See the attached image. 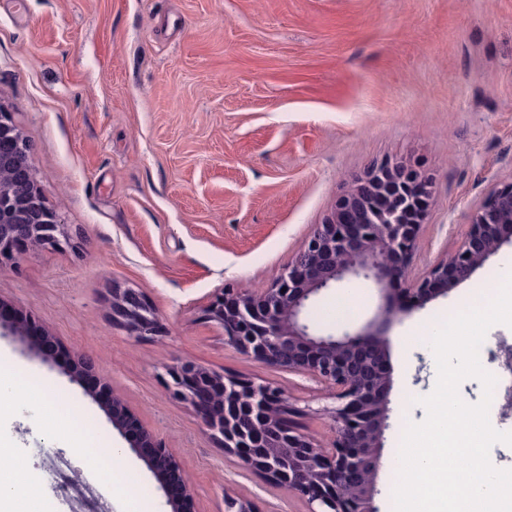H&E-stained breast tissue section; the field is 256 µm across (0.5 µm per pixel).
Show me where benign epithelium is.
<instances>
[{"label": "benign epithelium", "instance_id": "obj_1", "mask_svg": "<svg viewBox=\"0 0 512 512\" xmlns=\"http://www.w3.org/2000/svg\"><path fill=\"white\" fill-rule=\"evenodd\" d=\"M430 178L405 163L368 170L337 202L332 216L313 234L273 284L253 291L223 288L205 316L224 328V344L253 360L307 374L332 389L336 406L324 408L334 422L325 445L299 431L300 410L269 384L211 371L192 361L170 368L169 388L179 400L200 405L205 388L221 390L220 404L204 413L206 437L223 444L234 459L272 485L304 499L308 512H376L373 482L390 376L383 354L387 324L407 313L400 293L427 298L468 279L506 238L512 239V181L496 186L473 212L465 244L427 274L411 264L421 222L431 206ZM74 233L46 207L34 185L29 145L12 115L0 107V265L20 247L57 248ZM364 276L389 286L381 324L335 336L311 333L301 315L332 283ZM112 322L135 339L162 333L156 314L135 288L112 289ZM112 425L128 449L143 458L167 495L172 512L190 485L172 480L175 464L168 448L136 426L117 397L109 402ZM225 512H257L247 498L228 497Z\"/></svg>", "mask_w": 512, "mask_h": 512}]
</instances>
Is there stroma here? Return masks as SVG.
Instances as JSON below:
<instances>
[{
  "label": "stroma",
  "instance_id": "obj_1",
  "mask_svg": "<svg viewBox=\"0 0 512 512\" xmlns=\"http://www.w3.org/2000/svg\"><path fill=\"white\" fill-rule=\"evenodd\" d=\"M0 108L31 147L47 205L78 230L75 247H28L0 270V308L32 331L0 336V451L36 492V512H71L55 456L103 512H171L139 456L127 452L114 475L91 459L126 446L103 388L172 452L191 485L185 512H224L228 495L258 512H307L225 458L202 411L167 391V371L191 360L272 384L301 407L297 427L332 438L324 386L225 346L203 310L218 289L271 284L373 164L432 178L414 273L462 245L475 209L512 181V0H0ZM510 270L508 241L390 327L379 512H394L402 434L425 419L419 400L436 384L432 333L484 305ZM115 286L145 294L161 337L113 326ZM381 303L375 284L353 279L305 319L355 330ZM38 336L66 359H43ZM115 479L128 494L113 493Z\"/></svg>",
  "mask_w": 512,
  "mask_h": 512
}]
</instances>
